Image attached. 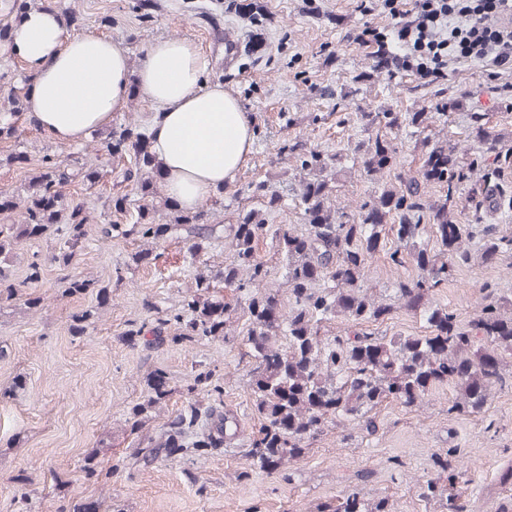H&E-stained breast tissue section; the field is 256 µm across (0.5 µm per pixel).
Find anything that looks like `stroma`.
<instances>
[{"mask_svg":"<svg viewBox=\"0 0 512 512\" xmlns=\"http://www.w3.org/2000/svg\"><path fill=\"white\" fill-rule=\"evenodd\" d=\"M231 2L151 0L141 7L136 0H0V27L18 23L26 10L50 7L70 29L92 30L127 48L136 67L156 41L189 40L208 61L205 81L221 83L237 97L254 132L252 152L236 178L210 196L216 225L194 260L185 231L170 224L162 177L125 180L133 155L103 166L81 145L53 141L26 113L20 136L0 139V190L30 200L38 190L33 172L43 156L55 155L70 173L62 195L91 219L83 252L69 262L60 258L56 230L0 253V269L17 286L11 298H0V512H57L62 505L79 512L101 494L106 500L100 512H324L343 497L371 504L384 495L390 512H445L440 499L419 495L421 485L436 480L433 459L443 452L457 476L454 491L463 512H512L511 381L494 386L478 413L456 409L460 395L453 382L432 384L415 405L384 402L375 413L377 434L343 420L326 426L299 458L266 470L247 459L260 422L245 371L246 313L230 315L225 338L156 350L128 338L130 322L173 313L187 287L223 268L228 227L239 215L260 210L268 223L303 232L302 182L323 183L326 210L354 212L385 191H402L432 147L452 148L470 162L481 149L475 136L480 125L497 138L500 157L473 166L456 193L436 182L422 183L421 190L432 203L447 205L454 223L478 218L512 235V85L496 79L486 63H463L430 85L405 72L377 74L367 50L347 34L365 24L386 25L381 8L363 13L354 0H320L315 16L305 12L304 0H263L261 15L247 19L230 11ZM253 34L266 37L265 53L225 67V45ZM367 114L372 124H365ZM389 114L398 125H387ZM378 135L393 152L386 166L369 171L361 146ZM296 143L321 154L323 165L301 168L288 153ZM18 151L27 152L28 168L8 163ZM100 168L104 178L91 185L89 173ZM490 182L502 194L497 213L474 208ZM112 196L123 198V209L109 206ZM142 211L149 221L168 225V232L156 240L132 235ZM101 224L117 225L112 242L98 239ZM462 245L470 264L449 270L447 281L428 294L430 306L448 309L468 330L492 298L512 316V254L483 263L475 231ZM398 247L393 236H381L359 279L361 296L391 304L390 315L358 325L340 316L326 324V335L353 328L371 336L429 335L428 325L401 307L390 287L396 278L422 275L412 261L392 264ZM256 252L271 270L279 312H287L292 299L281 251L265 237ZM35 257L41 279L22 288ZM75 278L88 280L90 289L69 292ZM32 296L41 297L40 306L29 305ZM78 314L87 317L80 332L73 327ZM158 371L170 393L153 404L148 380ZM200 372L221 387L220 400L193 389ZM192 405L198 418L177 459L133 460L136 448L160 441ZM135 408L140 414L134 419ZM219 411L237 426L232 442L197 447Z\"/></svg>","mask_w":512,"mask_h":512,"instance_id":"1","label":"stroma"}]
</instances>
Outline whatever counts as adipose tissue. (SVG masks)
<instances>
[{"label": "adipose tissue", "mask_w": 512, "mask_h": 512, "mask_svg": "<svg viewBox=\"0 0 512 512\" xmlns=\"http://www.w3.org/2000/svg\"><path fill=\"white\" fill-rule=\"evenodd\" d=\"M0 49L21 63L27 109L58 142L83 141L127 106V49L96 33L69 32L51 8L28 11ZM205 68L192 43L165 39L149 48L138 73L142 95L159 110L151 150L169 197L188 210L234 179L253 144L241 104L222 84L204 82Z\"/></svg>", "instance_id": "obj_1"}]
</instances>
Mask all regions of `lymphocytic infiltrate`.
I'll return each mask as SVG.
<instances>
[{
    "label": "lymphocytic infiltrate",
    "instance_id": "obj_1",
    "mask_svg": "<svg viewBox=\"0 0 512 512\" xmlns=\"http://www.w3.org/2000/svg\"><path fill=\"white\" fill-rule=\"evenodd\" d=\"M386 29L364 26L350 39L368 48L376 70L410 72L424 84L479 60L512 78V0H381Z\"/></svg>",
    "mask_w": 512,
    "mask_h": 512
}]
</instances>
